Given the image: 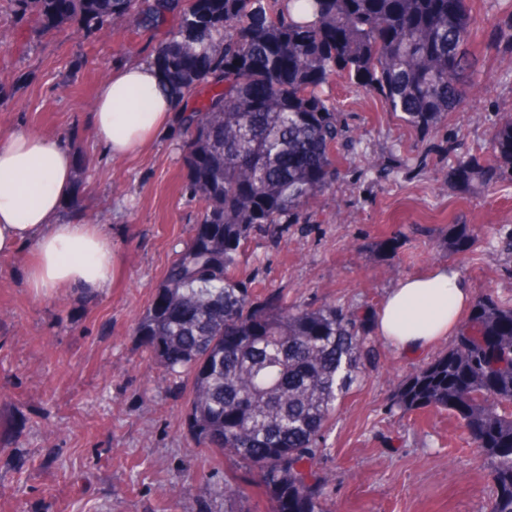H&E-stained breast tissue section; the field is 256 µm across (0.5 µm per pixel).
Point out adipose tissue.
<instances>
[{
    "instance_id": "adipose-tissue-1",
    "label": "adipose tissue",
    "mask_w": 512,
    "mask_h": 512,
    "mask_svg": "<svg viewBox=\"0 0 512 512\" xmlns=\"http://www.w3.org/2000/svg\"><path fill=\"white\" fill-rule=\"evenodd\" d=\"M174 110L170 87L157 67L129 63L112 71L94 100L96 138L112 157H130L169 125ZM74 178V157L59 143L23 130L0 133V255L32 246L26 285L39 298L72 287L102 292L115 278L110 232L87 219L61 216ZM471 297L460 271L438 264L388 291L376 333L404 355L427 352L459 329Z\"/></svg>"
}]
</instances>
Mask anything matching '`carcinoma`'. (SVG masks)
<instances>
[{
  "mask_svg": "<svg viewBox=\"0 0 512 512\" xmlns=\"http://www.w3.org/2000/svg\"><path fill=\"white\" fill-rule=\"evenodd\" d=\"M45 29L67 16L88 32L134 18L146 30L178 13L155 64L181 104L188 183L198 223L168 264L136 325L151 359L190 386L197 444L245 463L277 512H325L322 441L377 356L371 313L261 295L240 275L254 235L309 218L350 142L333 78L378 94L404 123L429 130L465 102L482 30L471 0H8ZM206 97L191 105L197 87ZM512 179V116L491 132L488 158L459 156L451 178L490 191ZM489 225L452 224L464 253ZM410 415L446 411L486 460V512H512V298L489 291L448 350L416 367L395 395ZM224 512H245L234 474L213 488Z\"/></svg>",
  "mask_w": 512,
  "mask_h": 512,
  "instance_id": "1",
  "label": "carcinoma"
}]
</instances>
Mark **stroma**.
<instances>
[{
  "mask_svg": "<svg viewBox=\"0 0 512 512\" xmlns=\"http://www.w3.org/2000/svg\"><path fill=\"white\" fill-rule=\"evenodd\" d=\"M497 40L476 46L478 76L466 103L425 135L387 112L373 92L329 87L355 147L334 188L313 201L311 220L281 236H256L245 251L261 293L314 306L379 308L402 278L456 265L474 296L512 297V180L485 194L448 177L458 155H486L490 130L512 113V20L475 0ZM163 31L134 20L85 34L77 23L48 35L41 19L19 20L0 0V130L58 140L76 161L65 218L106 226L119 258L109 291L67 288L30 294V249L0 256V512H224L212 494L225 474L248 468L198 447L187 418L189 385L148 362L136 331L164 271L201 211L185 193L180 128L143 153L113 159L95 137L91 105L115 66L152 61ZM453 224H492L466 256L448 252ZM416 357L379 344V360L330 423L318 473H331L330 512H483L493 492L486 461L447 412L412 421L394 392Z\"/></svg>",
  "mask_w": 512,
  "mask_h": 512,
  "instance_id": "stroma-1",
  "label": "stroma"
}]
</instances>
